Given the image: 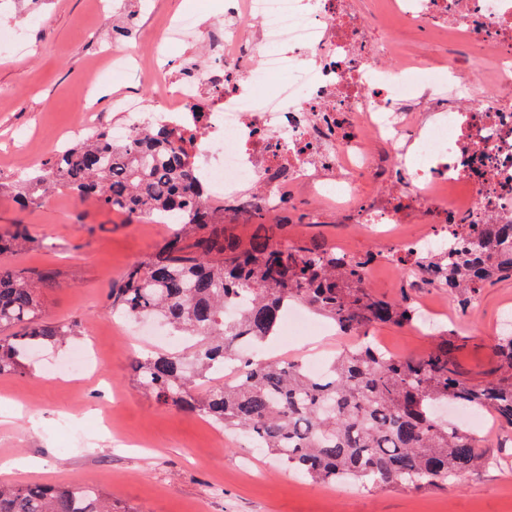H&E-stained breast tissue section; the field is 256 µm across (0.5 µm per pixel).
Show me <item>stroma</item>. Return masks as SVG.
<instances>
[{
    "instance_id": "1",
    "label": "stroma",
    "mask_w": 512,
    "mask_h": 512,
    "mask_svg": "<svg viewBox=\"0 0 512 512\" xmlns=\"http://www.w3.org/2000/svg\"><path fill=\"white\" fill-rule=\"evenodd\" d=\"M94 0H0V14L22 26L33 54L0 57V182L10 183L38 167L49 147L82 112L115 122L113 97L153 106L167 81L199 60L189 44L174 53L166 81L148 80L143 67L112 71L105 53L128 19L137 29L125 46L133 55L153 54L155 38L174 16L191 12L209 24L224 19V0H111L98 12ZM308 204L293 205L285 227L290 240L316 242L359 254L384 251L334 216L307 224ZM24 224L35 247L0 254V267L50 272L54 288L42 291L39 307L51 322L78 321L80 333L65 344L44 345L20 373L0 376V467L27 459L32 471L1 472L0 482L93 483L134 512H512V429L491 422L480 430L497 467L462 478L445 490L426 492L358 484L319 486L288 471L253 448L246 435L224 431L205 417L157 403L142 393L131 372L133 353H153V341L126 344L127 328L112 324L106 295L128 266L153 254L170 225L142 224L95 200L58 192L54 201L23 207L0 193V234ZM431 304L441 310L438 328L416 331L384 325L375 338L397 355L424 354L439 330H454L459 370L475 380L494 369L492 346L498 324L512 314V275L486 283L470 305L436 289ZM95 346L98 369L82 381L51 375L73 346ZM332 336H293L271 341L267 355L297 360L315 353L333 356Z\"/></svg>"
}]
</instances>
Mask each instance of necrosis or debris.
Returning a JSON list of instances; mask_svg holds the SVG:
<instances>
[{
	"label": "necrosis or debris",
	"mask_w": 512,
	"mask_h": 512,
	"mask_svg": "<svg viewBox=\"0 0 512 512\" xmlns=\"http://www.w3.org/2000/svg\"><path fill=\"white\" fill-rule=\"evenodd\" d=\"M403 26L453 35L467 57H443L437 77L410 88L429 61L375 37L353 0H224L233 30L178 16L160 31V64L187 43L210 58L174 95L144 111L114 98L113 140L165 127L192 135L189 162L209 199L248 218L280 219L303 190L312 219L336 209L397 253L433 255L473 241L474 224L512 223V0H386ZM494 72H486L485 60ZM306 74L304 88L294 78ZM209 99L210 110L195 105ZM377 187L360 193L361 178ZM429 233H401L405 224Z\"/></svg>",
	"instance_id": "4bbe7bcc"
}]
</instances>
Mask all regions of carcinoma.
Masks as SVG:
<instances>
[{
  "label": "carcinoma",
  "instance_id": "cac0c4a2",
  "mask_svg": "<svg viewBox=\"0 0 512 512\" xmlns=\"http://www.w3.org/2000/svg\"><path fill=\"white\" fill-rule=\"evenodd\" d=\"M15 197L37 205L65 190L128 215L175 224L153 255L134 262L109 295L112 313L162 316L194 339L188 355H136V384L161 404L194 411L226 430L247 434L254 446L315 483H358L369 490L446 488L467 474L496 465L473 432L450 427L437 405L486 411L512 428V332L493 346L495 371L475 381L457 367L456 338L444 336L419 356L393 355L377 345L347 349L312 377L296 361L260 359L290 304H302L346 333L383 325L410 326L417 311L408 297L390 301L364 282L365 266L390 260L448 288V296L477 299L482 286L512 275V224H479L481 251L453 256L390 252L347 256L323 244L282 245L281 225L250 215L245 243L227 233L224 207L195 188L188 141L165 129L139 130L115 143L104 130L75 139L25 175ZM36 244L24 224L0 236V252ZM50 280L34 272L0 269V376L24 368L46 342L77 335L79 323L40 315L36 294ZM229 303L244 307L235 320ZM236 374L196 396L190 388L224 362ZM0 512H132L95 486L0 484Z\"/></svg>",
  "mask_w": 512,
  "mask_h": 512
}]
</instances>
